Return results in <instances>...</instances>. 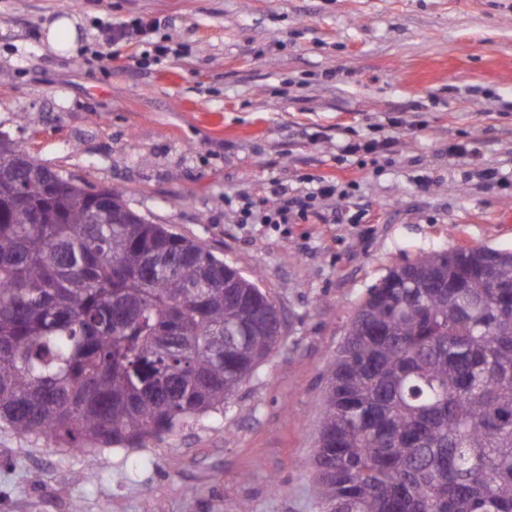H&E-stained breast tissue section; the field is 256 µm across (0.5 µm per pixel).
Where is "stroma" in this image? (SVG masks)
<instances>
[{"label":"stroma","instance_id":"stroma-1","mask_svg":"<svg viewBox=\"0 0 512 512\" xmlns=\"http://www.w3.org/2000/svg\"><path fill=\"white\" fill-rule=\"evenodd\" d=\"M62 3L0 0V132L256 278L281 335L229 408L144 448L88 462L0 423V512H320L324 372L369 288L424 252L512 250V0ZM63 15L70 57L46 44ZM137 18L166 60L86 64Z\"/></svg>","mask_w":512,"mask_h":512}]
</instances>
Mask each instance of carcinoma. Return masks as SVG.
<instances>
[{"label": "carcinoma", "mask_w": 512, "mask_h": 512, "mask_svg": "<svg viewBox=\"0 0 512 512\" xmlns=\"http://www.w3.org/2000/svg\"><path fill=\"white\" fill-rule=\"evenodd\" d=\"M0 132V420L93 458L221 411L280 336L255 280ZM388 270L326 368L321 512H512V251Z\"/></svg>", "instance_id": "obj_1"}]
</instances>
